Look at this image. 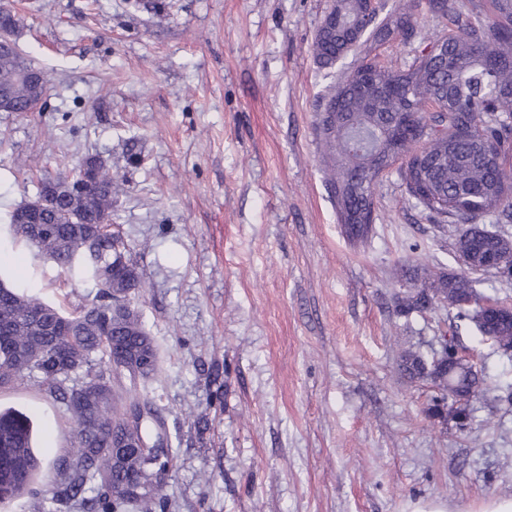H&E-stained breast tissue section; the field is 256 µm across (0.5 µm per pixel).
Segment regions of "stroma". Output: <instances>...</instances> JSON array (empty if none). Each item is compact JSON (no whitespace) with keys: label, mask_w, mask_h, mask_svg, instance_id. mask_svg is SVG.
Segmentation results:
<instances>
[{"label":"stroma","mask_w":512,"mask_h":512,"mask_svg":"<svg viewBox=\"0 0 512 512\" xmlns=\"http://www.w3.org/2000/svg\"><path fill=\"white\" fill-rule=\"evenodd\" d=\"M17 0L19 51L47 74L36 112H0V279L71 310L93 284H63L14 241L8 214L44 176L89 155L126 182L112 230L146 286L137 307L159 352L146 391L164 411L172 512H482L512 498V403L488 394L465 427L426 414L431 383L398 371L402 347L437 348L447 305L399 314L398 273L456 272L458 229L408 201L397 173L374 197L367 242L338 224L318 115L334 79L313 53L334 0ZM413 41L380 48L395 67L447 30L415 12ZM475 365L512 381V353ZM0 406L38 427L44 466L72 433L27 382Z\"/></svg>","instance_id":"35a3bbf8"}]
</instances>
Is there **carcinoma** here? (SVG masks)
Masks as SVG:
<instances>
[{
  "mask_svg": "<svg viewBox=\"0 0 512 512\" xmlns=\"http://www.w3.org/2000/svg\"><path fill=\"white\" fill-rule=\"evenodd\" d=\"M414 0H405L380 18L368 0H335L316 34L313 50L322 69L350 54L356 63L348 79L332 89L320 115L318 135L326 185L338 220L349 237L364 240L379 174L401 153L410 162L397 168L409 200L444 224H512V0H490L491 20L473 23L458 15L448 30L414 49L401 69L372 56L392 32L413 35ZM32 66L12 40H0V112H25L31 90L22 75ZM423 103H437L448 120L434 114L426 133L410 145L398 142L393 124ZM124 182L106 169L81 192L66 176L41 184L49 194L38 223L19 224L8 215L15 239L52 262L66 280H90L95 296L65 313L40 296L0 283V388L27 381L49 394L67 415L71 448L52 471L49 503L78 502L84 512H167L163 494L170 464L166 420L147 392L138 388L157 368L156 345L138 310L128 304L112 312L115 296H131L144 283L129 246L110 229L112 203ZM512 248L504 232L460 231L455 252L465 266L460 274L414 273L421 287L396 297L398 312L425 313L449 302L457 320L477 342L489 336L512 337V306L464 308L463 298L485 302L472 275L484 272L488 254ZM399 371L412 381H428L438 394L426 413L448 420V403L457 395L477 402L491 390L476 369L448 378V358H428L408 348ZM128 379L125 401L115 385ZM29 416L0 409V503L19 499L41 475Z\"/></svg>",
  "mask_w": 512,
  "mask_h": 512,
  "instance_id": "cac0c4a2",
  "label": "carcinoma"
}]
</instances>
